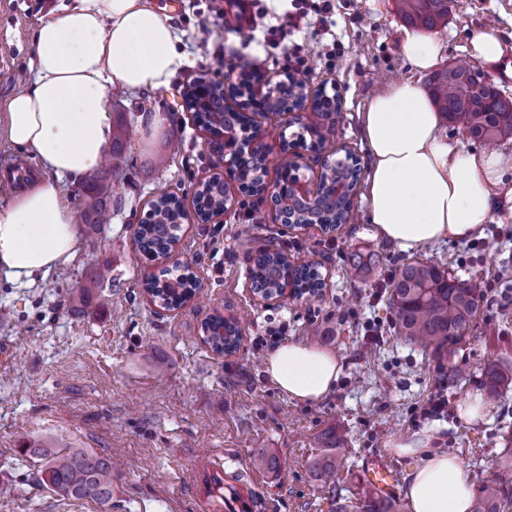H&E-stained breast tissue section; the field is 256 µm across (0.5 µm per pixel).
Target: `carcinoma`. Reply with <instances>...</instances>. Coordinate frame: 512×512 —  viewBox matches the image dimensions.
Returning a JSON list of instances; mask_svg holds the SVG:
<instances>
[{"label": "carcinoma", "instance_id": "1", "mask_svg": "<svg viewBox=\"0 0 512 512\" xmlns=\"http://www.w3.org/2000/svg\"><path fill=\"white\" fill-rule=\"evenodd\" d=\"M398 13L410 25L433 30L448 21V0H396ZM430 94L435 106L451 125L463 129L472 140L490 141L512 137V100L484 75L466 62H455L434 73ZM196 118L206 129H224V107L218 104L198 106ZM263 152L261 144L252 145L247 153L237 157L235 175L241 190L248 196L258 194ZM110 193L109 185L94 186L82 210L83 223L94 227L104 223L102 196ZM170 193L161 194L158 203L146 213L138 225L136 241L139 250L148 258L167 243L169 231L183 220L180 205L168 206ZM349 193L336 200V209L323 212L324 223L336 227L348 219ZM375 261L355 254L349 262V274L362 279L373 270ZM283 268L278 256L257 255L254 277L270 289L277 287ZM166 295L156 294L166 308L183 301L182 291L188 286V276L170 277L165 268L153 277ZM325 283L313 265L295 269V288L299 294L317 297ZM391 324L404 338L424 348L439 351L455 344L465 335L470 322L483 302L481 282L460 279L437 265L413 261L402 266L388 288ZM206 343L218 353L224 348V322L216 319L209 327ZM484 383L489 393L497 392L507 378V367L489 362L483 369ZM320 452L311 463L314 480L331 488L335 512H402V504L392 494L371 490L364 495L344 497L337 488L338 472L342 467L340 448L344 439L335 432L318 441ZM21 452L38 460L42 481L54 491L74 499H90L101 505L112 500V461L110 457L91 453L82 448L57 449L51 444L26 442ZM512 508V477L485 483L473 502L472 512H509Z\"/></svg>", "mask_w": 512, "mask_h": 512}]
</instances>
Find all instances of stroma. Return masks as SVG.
Returning a JSON list of instances; mask_svg holds the SVG:
<instances>
[{"mask_svg": "<svg viewBox=\"0 0 512 512\" xmlns=\"http://www.w3.org/2000/svg\"><path fill=\"white\" fill-rule=\"evenodd\" d=\"M166 15L181 39L190 66L168 86L107 90L111 122L130 127L122 154L116 198L106 199L110 217L94 233L80 232V249L46 277L19 286L0 276V512H198L188 481L196 452L236 454V487L251 495L249 512H330L326 492L310 475L318 450L315 438L334 427L345 437L339 486L352 496L367 488L370 460L404 478L416 460L394 453L393 441L432 429L435 447L461 462L473 485L494 479L512 464V388L487 396L488 415L471 425L458 416L469 394H485L481 370L497 360L512 365V223L486 225L469 240H446L402 251L378 237L368 220L366 185L358 183L350 218L335 232L288 228L275 222L260 197H244L239 182L225 174L231 204L221 221L184 223L178 253L167 265L193 272L201 288L186 307L168 311L145 296V276L165 263L151 262L137 249L135 234L149 204L173 192L193 211L195 190L213 175L208 134L182 104L185 85L209 71L225 78L224 55L236 49L235 65L266 57V76L284 77L280 49L266 48L264 35L292 0H257L252 8L255 39L241 47L236 18L224 0H148ZM61 0H0V98L31 69L34 31L40 17ZM332 28L296 34L311 59L303 71L309 94L338 95L336 138L328 142L335 159L358 158L362 175L371 159L361 118L372 91L395 82L427 86L430 75L415 71L402 53L412 28L393 0H332ZM208 28L201 41L200 28ZM496 29L512 56V0H448V24L434 30L443 45L440 65L469 59L473 30ZM342 52L334 69L323 54L333 36ZM161 115L152 126L142 107ZM179 152L164 168L155 158L171 142ZM38 159L0 137V202L41 176ZM280 249L298 265H316L326 286L318 298L284 296L265 300L250 289L253 256ZM372 256L366 279L347 273L351 254ZM439 265L462 279L497 278L463 339L436 352L422 349L389 329L388 293L383 284L405 262ZM111 274L90 300L75 296L99 265ZM238 318L241 341L227 356L214 354L202 339L201 323L214 311ZM381 320V336L369 339L366 321ZM319 324L335 334L322 348L337 354L343 369L333 391L318 403L288 397L270 380L254 350L255 339L279 332L280 343L307 342ZM164 358L165 373L154 362ZM448 401L438 415H422L434 393ZM24 440H53L59 446L97 454L119 451L112 503L59 495L41 481L37 460L24 456ZM276 454L279 467L259 470L253 459Z\"/></svg>", "mask_w": 512, "mask_h": 512, "instance_id": "obj_1", "label": "stroma"}]
</instances>
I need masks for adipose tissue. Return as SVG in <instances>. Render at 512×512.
<instances>
[{"label": "adipose tissue", "instance_id": "1", "mask_svg": "<svg viewBox=\"0 0 512 512\" xmlns=\"http://www.w3.org/2000/svg\"><path fill=\"white\" fill-rule=\"evenodd\" d=\"M168 17L146 0H69L40 18L27 86L0 99V133L37 157L46 175L0 203V274L19 283L68 262L79 239L61 183L97 171L112 128L107 90L166 85L189 57ZM371 155L368 216L379 237L408 251L467 240L512 221L497 191L512 156L449 143L424 90L405 81L373 94L362 114ZM264 369L289 398L318 402L342 371L337 355L281 345ZM415 457L405 478L409 512H470L473 486L459 459L423 431L394 443Z\"/></svg>", "mask_w": 512, "mask_h": 512}]
</instances>
